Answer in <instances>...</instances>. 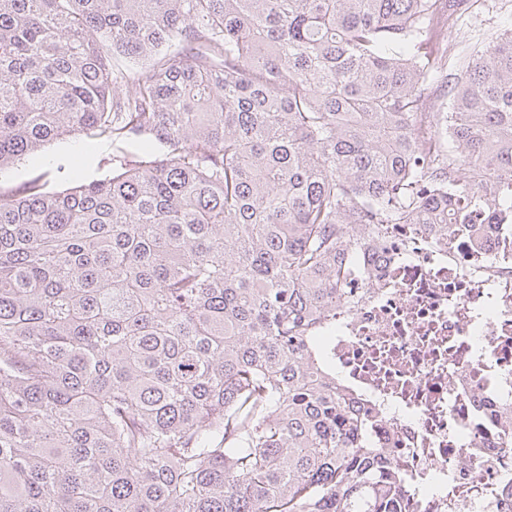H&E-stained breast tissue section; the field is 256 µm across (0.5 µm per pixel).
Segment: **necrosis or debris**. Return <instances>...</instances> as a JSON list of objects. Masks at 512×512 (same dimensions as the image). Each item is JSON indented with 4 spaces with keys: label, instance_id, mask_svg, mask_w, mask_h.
I'll return each instance as SVG.
<instances>
[{
    "label": "necrosis or debris",
    "instance_id": "obj_1",
    "mask_svg": "<svg viewBox=\"0 0 512 512\" xmlns=\"http://www.w3.org/2000/svg\"><path fill=\"white\" fill-rule=\"evenodd\" d=\"M328 345L399 512H512V214L389 225L346 265Z\"/></svg>",
    "mask_w": 512,
    "mask_h": 512
}]
</instances>
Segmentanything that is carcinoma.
Segmentation results:
<instances>
[{
  "mask_svg": "<svg viewBox=\"0 0 512 512\" xmlns=\"http://www.w3.org/2000/svg\"><path fill=\"white\" fill-rule=\"evenodd\" d=\"M463 2L0 0V171L119 163L0 193V512H394L320 333L381 225L512 210V26L449 74ZM114 170L112 141L66 137L47 144L38 154L27 156L2 171L0 192H21L34 180L46 183L48 190L61 192L72 187L75 181L111 178Z\"/></svg>",
  "mask_w": 512,
  "mask_h": 512,
  "instance_id": "carcinoma-1",
  "label": "carcinoma"
}]
</instances>
